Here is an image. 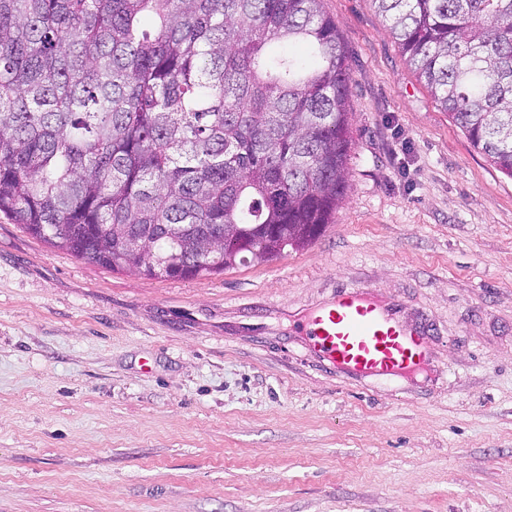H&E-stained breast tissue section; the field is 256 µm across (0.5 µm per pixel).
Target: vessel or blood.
Masks as SVG:
<instances>
[{
  "label": "vessel or blood",
  "mask_w": 512,
  "mask_h": 512,
  "mask_svg": "<svg viewBox=\"0 0 512 512\" xmlns=\"http://www.w3.org/2000/svg\"><path fill=\"white\" fill-rule=\"evenodd\" d=\"M307 352L350 379L413 378L430 368L436 335L406 301L369 287L340 288L291 328Z\"/></svg>",
  "instance_id": "1"
}]
</instances>
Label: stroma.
Here are the masks:
<instances>
[{
	"instance_id": "obj_1",
	"label": "stroma",
	"mask_w": 512,
	"mask_h": 512,
	"mask_svg": "<svg viewBox=\"0 0 512 512\" xmlns=\"http://www.w3.org/2000/svg\"><path fill=\"white\" fill-rule=\"evenodd\" d=\"M322 8L354 146L311 245L136 278L0 214V512H512V178L373 0ZM365 283L437 328L433 382H355L289 335Z\"/></svg>"
}]
</instances>
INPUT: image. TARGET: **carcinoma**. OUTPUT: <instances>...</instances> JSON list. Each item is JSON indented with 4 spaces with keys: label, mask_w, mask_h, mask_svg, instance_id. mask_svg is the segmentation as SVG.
<instances>
[{
    "label": "carcinoma",
    "mask_w": 512,
    "mask_h": 512,
    "mask_svg": "<svg viewBox=\"0 0 512 512\" xmlns=\"http://www.w3.org/2000/svg\"><path fill=\"white\" fill-rule=\"evenodd\" d=\"M321 0H0V213L150 279L303 249L348 188L349 66ZM512 177V0H374Z\"/></svg>",
    "instance_id": "cac0c4a2"
}]
</instances>
